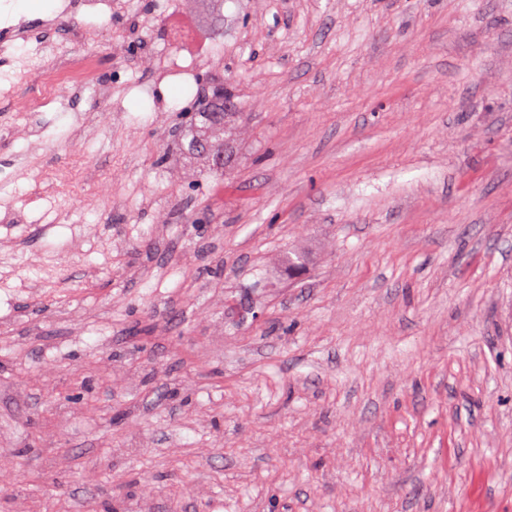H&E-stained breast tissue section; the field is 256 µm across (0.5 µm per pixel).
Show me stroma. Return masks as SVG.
<instances>
[{
	"mask_svg": "<svg viewBox=\"0 0 512 512\" xmlns=\"http://www.w3.org/2000/svg\"><path fill=\"white\" fill-rule=\"evenodd\" d=\"M77 20L107 93L36 146L14 31L71 29L0 21V512H512V0ZM174 20L212 41L187 83ZM213 84L221 174L180 148Z\"/></svg>",
	"mask_w": 512,
	"mask_h": 512,
	"instance_id": "35a3bbf8",
	"label": "stroma"
}]
</instances>
